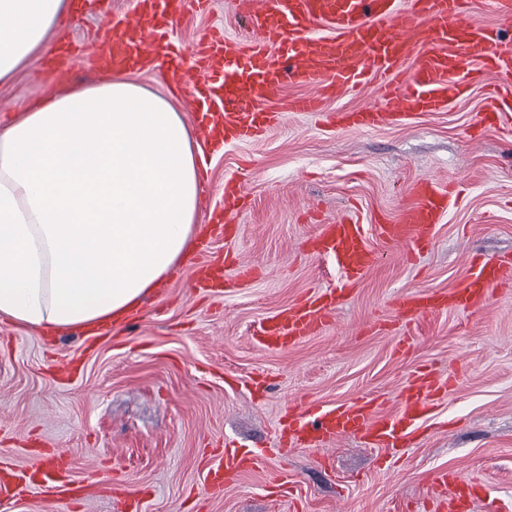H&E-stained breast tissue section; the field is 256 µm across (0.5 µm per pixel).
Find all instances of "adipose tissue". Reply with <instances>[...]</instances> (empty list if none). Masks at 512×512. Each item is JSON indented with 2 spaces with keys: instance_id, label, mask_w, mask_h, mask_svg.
Instances as JSON below:
<instances>
[{
  "instance_id": "1",
  "label": "adipose tissue",
  "mask_w": 512,
  "mask_h": 512,
  "mask_svg": "<svg viewBox=\"0 0 512 512\" xmlns=\"http://www.w3.org/2000/svg\"><path fill=\"white\" fill-rule=\"evenodd\" d=\"M65 0H0V83ZM199 179L172 103L114 79L0 128V316L57 332L120 323L189 252Z\"/></svg>"
}]
</instances>
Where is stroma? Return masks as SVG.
Here are the masks:
<instances>
[{"mask_svg":"<svg viewBox=\"0 0 512 512\" xmlns=\"http://www.w3.org/2000/svg\"><path fill=\"white\" fill-rule=\"evenodd\" d=\"M174 27L188 49L211 29L248 33L231 0H210ZM56 33L74 46L66 78L49 70L46 52L34 53L0 84V126L49 93L102 82L90 56L110 34L107 19L67 13ZM492 86L485 81L443 111L365 131H339L288 111L301 89L277 88L268 105L280 118L263 137L204 151L203 216L223 209L229 178L247 196L234 241L190 253L94 345L83 329L49 334L0 319V464L50 468L66 456L72 476L96 488L75 512H117L124 493L142 496L144 512H434V480L444 470L473 481L472 512H487L490 495L512 499V288L476 314L415 318L406 333L412 349L400 354L391 305L407 290L454 287L473 257L512 255V125L483 123ZM423 179L449 187L457 201L431 245L412 254L385 243L375 225L395 219ZM351 211L381 253L380 265L322 334L285 351L256 346L262 317L335 287V267L312 255L307 241ZM228 254L263 268L264 277L229 295H190L186 284L197 270ZM72 358L78 375L56 377V365ZM420 366L453 385L400 462H384L351 437L277 453L289 407L374 397L392 411ZM256 376L267 387L254 396L248 385ZM219 445L267 454L259 469L214 497L202 469ZM284 470L297 497L272 489Z\"/></svg>","mask_w":512,"mask_h":512,"instance_id":"obj_1","label":"stroma"}]
</instances>
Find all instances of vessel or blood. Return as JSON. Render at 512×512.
Instances as JSON below:
<instances>
[{
	"label": "vessel or blood",
	"mask_w": 512,
	"mask_h": 512,
	"mask_svg": "<svg viewBox=\"0 0 512 512\" xmlns=\"http://www.w3.org/2000/svg\"><path fill=\"white\" fill-rule=\"evenodd\" d=\"M207 4L208 0H134L132 16L113 19L112 37L98 52L100 60L116 68L145 69L156 59L189 57V65L168 70L167 80L183 90L189 110L206 113L198 133L207 141L259 138L279 119L278 113L263 111L262 106L275 87L286 83L304 89L289 99L288 111L324 115L339 129H368L440 111L492 76L497 80L496 95L488 110L495 119L512 124V40L504 36L512 29V0H489L499 18L495 26L468 20V0H232L236 15L248 22L250 35L209 33L192 51H184L171 20ZM369 84L381 90L380 105L325 112L327 96L342 90L357 95ZM412 195V203L392 223L380 225L379 232L387 242L419 251L430 246L452 199L448 190L429 179L417 183ZM311 249L340 272L337 286L317 290L264 317L253 333L257 346L285 351L321 332L380 261L364 225L349 217L322 225ZM257 276L251 265L239 264L224 276L200 272L188 286L196 291L232 288ZM507 286H512V257L479 258L454 288L408 291L394 306L406 319L440 310L476 313ZM446 390V383L422 368L410 376L398 407L389 413L381 412L373 398L321 405L303 413L292 409L280 429V444L289 452L356 436L385 456L399 458L426 431ZM261 461V453L253 450L215 452L205 477L211 495H223L226 485L258 468ZM24 485L71 503L92 491L73 480L62 463L29 478L0 471V499ZM438 485L439 512H467L468 481L444 472Z\"/></svg>",
	"instance_id": "b4317fda"
}]
</instances>
